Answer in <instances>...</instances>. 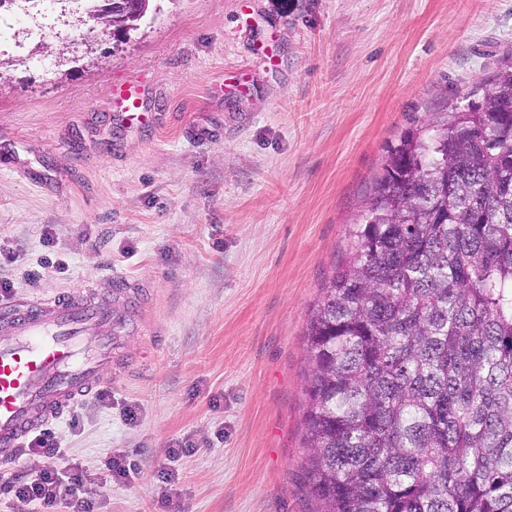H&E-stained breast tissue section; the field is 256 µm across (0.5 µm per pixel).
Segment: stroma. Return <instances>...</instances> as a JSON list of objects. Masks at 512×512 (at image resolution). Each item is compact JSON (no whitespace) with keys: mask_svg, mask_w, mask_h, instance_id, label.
Instances as JSON below:
<instances>
[{"mask_svg":"<svg viewBox=\"0 0 512 512\" xmlns=\"http://www.w3.org/2000/svg\"><path fill=\"white\" fill-rule=\"evenodd\" d=\"M154 4L122 37L57 14L12 30L0 281L13 303L91 291L125 321L110 399L50 424L98 512H313L311 311L388 146L512 58V0ZM128 82L154 124L113 102ZM109 453L133 471L108 477Z\"/></svg>","mask_w":512,"mask_h":512,"instance_id":"obj_1","label":"stroma"}]
</instances>
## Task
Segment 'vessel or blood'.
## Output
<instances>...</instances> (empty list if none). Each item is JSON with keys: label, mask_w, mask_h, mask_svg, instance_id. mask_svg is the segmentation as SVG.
I'll list each match as a JSON object with an SVG mask.
<instances>
[{"label": "vessel or blood", "mask_w": 512, "mask_h": 512, "mask_svg": "<svg viewBox=\"0 0 512 512\" xmlns=\"http://www.w3.org/2000/svg\"><path fill=\"white\" fill-rule=\"evenodd\" d=\"M117 322L111 304L83 298L49 299L23 311L0 307L1 456L103 383ZM90 324L102 326V334L85 336Z\"/></svg>", "instance_id": "1"}]
</instances>
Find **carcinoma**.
<instances>
[{
	"mask_svg": "<svg viewBox=\"0 0 512 512\" xmlns=\"http://www.w3.org/2000/svg\"><path fill=\"white\" fill-rule=\"evenodd\" d=\"M351 238L306 333L315 512H512V64L389 146Z\"/></svg>",
	"mask_w": 512,
	"mask_h": 512,
	"instance_id": "cac0c4a2",
	"label": "carcinoma"
}]
</instances>
